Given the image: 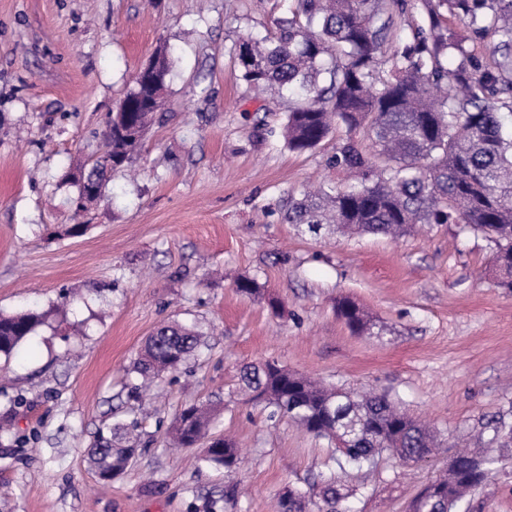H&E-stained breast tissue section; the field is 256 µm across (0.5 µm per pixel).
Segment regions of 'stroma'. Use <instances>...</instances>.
I'll use <instances>...</instances> for the list:
<instances>
[{"mask_svg": "<svg viewBox=\"0 0 512 512\" xmlns=\"http://www.w3.org/2000/svg\"><path fill=\"white\" fill-rule=\"evenodd\" d=\"M281 0H0V314H41L0 357V512H271L286 488L315 497L336 471L327 440L269 420L240 370L273 361L351 391L388 393L440 432L421 463L380 456L350 476L355 512H408L448 469L453 443L494 457L462 512H512V448L479 439L512 409V289L495 244L458 224L393 239L301 235L289 194L339 183L327 159L346 137L289 151L287 100L246 91L239 36L274 32ZM165 106L104 199L76 212L80 174L105 121L157 48ZM66 224L86 225L58 238ZM252 279L259 294L239 292ZM370 319L351 331L342 298ZM206 344L150 394L130 368L162 322ZM209 402L234 437V473L169 438L181 408ZM138 420L140 452L110 486L87 460L100 430Z\"/></svg>", "mask_w": 512, "mask_h": 512, "instance_id": "obj_1", "label": "stroma"}]
</instances>
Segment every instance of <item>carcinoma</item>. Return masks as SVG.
<instances>
[{
    "instance_id": "carcinoma-1",
    "label": "carcinoma",
    "mask_w": 512,
    "mask_h": 512,
    "mask_svg": "<svg viewBox=\"0 0 512 512\" xmlns=\"http://www.w3.org/2000/svg\"><path fill=\"white\" fill-rule=\"evenodd\" d=\"M420 22L405 37L397 34L407 0H292L288 14L273 20L270 37L242 36L233 55L246 90L273 89L296 98L288 108L282 137L289 150L317 148L345 128L347 137L328 158L330 167L352 181L326 184L288 207V223L314 235L370 234L399 237L416 224H461L496 245L501 286L512 288V0H421ZM462 26L457 31L451 21ZM493 64L482 63L487 38ZM400 46L387 54L394 41ZM155 81L127 92L128 111L113 115L106 154L112 166L95 175L106 189L113 168L140 144L163 105L170 72L167 50L155 55ZM127 133L120 132V129ZM368 141L362 145L357 133ZM337 313L349 328L370 330V320L348 298ZM39 315H0V356L15 348L39 324ZM204 344L203 335L178 321L159 325L148 336L133 372L143 381L172 374ZM240 381L251 400L306 433L334 445L339 471H370L386 453L408 462L438 447L429 427L397 409L378 392H343L288 371L270 361L243 367ZM214 409L192 405L171 426L180 447L204 441L199 461L232 470L239 454L234 440L209 437ZM494 439L512 444L508 414L492 418ZM138 422L115 423L89 449L95 473L108 483L124 473L137 451ZM463 467L427 484L413 499L412 512H459V504L486 481L494 459L475 463L459 453ZM353 496L341 479L316 500L283 492L279 512H343Z\"/></svg>"
}]
</instances>
